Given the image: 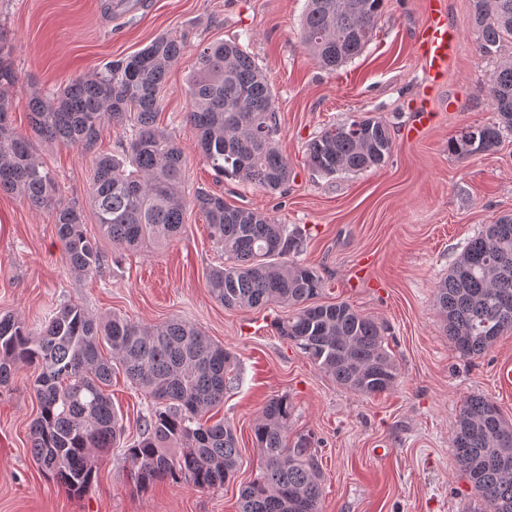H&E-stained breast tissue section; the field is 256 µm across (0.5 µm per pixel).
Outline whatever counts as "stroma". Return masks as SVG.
Here are the masks:
<instances>
[{
  "label": "stroma",
  "mask_w": 512,
  "mask_h": 512,
  "mask_svg": "<svg viewBox=\"0 0 512 512\" xmlns=\"http://www.w3.org/2000/svg\"><path fill=\"white\" fill-rule=\"evenodd\" d=\"M112 2L0 0V30L16 75L4 92L16 131H30L32 88L49 91L91 76L160 35L187 36L189 47L161 93L159 124L184 151L188 191L203 188L301 228L299 258L322 278L319 303H349L383 325L399 377L382 394H353L278 334L276 323L288 307L224 308L206 283L207 273L223 266L224 253L195 207L186 208L182 231L172 240L132 252L113 248L88 205L92 154L34 141L33 154L59 182L63 201L82 206L84 229L99 241L102 273L73 274L53 213L0 191V314H13L34 333L65 303L97 318L194 325L236 358L217 415L236 429L241 462L216 489L169 480L136 488L126 447L141 438L152 404L118 370L108 392L123 417V444L98 455L92 484L70 495L30 453L39 405L33 370L24 367L0 387V512H239L241 488L258 473L252 426L276 396L293 406L292 433L310 436L316 450L322 512H484L451 440L470 396L487 397L512 419V386L499 379L501 369L512 368V330L466 358L449 343L434 306L437 282L469 240L498 216L512 214V134L474 156L448 149L465 127L496 119L487 92L496 60L478 45L471 0H444L458 48L434 84L415 42L429 0H384L373 41L333 72L321 69L300 41L306 0H135V9L117 16ZM229 39L239 41L272 83L279 146L290 170L287 184L273 194L216 177L185 122L197 45ZM423 108L432 109L433 119L407 140ZM364 115L389 124V161L357 174L313 172L308 142L330 125Z\"/></svg>",
  "instance_id": "1"
}]
</instances>
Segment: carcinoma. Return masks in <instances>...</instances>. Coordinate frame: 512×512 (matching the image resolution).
<instances>
[{
	"instance_id": "carcinoma-1",
	"label": "carcinoma",
	"mask_w": 512,
	"mask_h": 512,
	"mask_svg": "<svg viewBox=\"0 0 512 512\" xmlns=\"http://www.w3.org/2000/svg\"><path fill=\"white\" fill-rule=\"evenodd\" d=\"M384 0H307L301 38L316 63L333 70L373 40ZM480 48L498 55L512 45V0H472ZM182 37L161 35L137 53L114 60L88 78H74L53 93L33 91L32 137L90 152L104 123H131L128 161L94 156L89 205L102 236L135 249L180 232L193 204L205 216L224 266L207 286L226 308L271 303L291 308L277 323L337 385L360 396L390 390L398 365L384 345L382 326L346 302L317 304L322 279L295 259L301 234L261 212L235 206L203 189L186 197L184 152L158 128L160 92L169 68L184 53ZM190 78L187 122L206 163L220 176L279 191L290 170L278 147L280 122L269 77L236 41L199 45ZM497 121L468 126L450 142L459 155L496 148L512 133V54L499 59L488 84ZM11 102L0 93V191L35 209H50L69 268L84 277L102 273L101 250L84 230L82 208L63 202L53 176L32 155L31 137L16 133ZM394 151L380 118L356 116L326 128L306 148L309 167L322 175L356 173L386 163ZM448 340L463 357L480 355L512 330V216L471 239L435 291ZM108 346L111 357L102 355ZM235 357L182 321L139 325L120 316L96 320L76 304L61 307L38 335L11 315L0 316V386L21 367L33 369L40 406L30 428L31 453L42 471L73 495L96 478L95 453L114 447L123 419L106 388L114 366L154 401L137 443L126 449L133 482L167 479L201 489L219 488L240 464L231 425L204 416L224 403ZM292 404L269 399L252 432L259 473L240 492V512H321L322 474L311 442L291 435ZM452 445L461 471L487 512H512V469L495 463L512 453V421L490 399L463 403Z\"/></svg>"
}]
</instances>
